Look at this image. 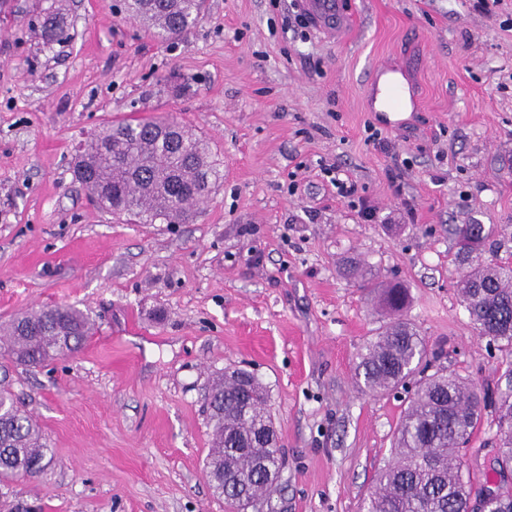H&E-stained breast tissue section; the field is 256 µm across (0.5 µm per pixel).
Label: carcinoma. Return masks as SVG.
I'll return each mask as SVG.
<instances>
[{"mask_svg":"<svg viewBox=\"0 0 512 512\" xmlns=\"http://www.w3.org/2000/svg\"><path fill=\"white\" fill-rule=\"evenodd\" d=\"M126 14L149 21L160 40L174 39L203 17L204 0H126ZM42 38L53 43L66 34L61 8L49 7L40 21ZM221 163L198 134L172 115L133 117L99 127L76 154L75 178L94 205L137 224H190L222 179ZM490 233L482 224L457 228L458 256L467 265L460 291L477 335L512 351V263H490L482 251ZM363 286L385 309L400 313L410 303L399 284ZM92 328L90 316L59 305L22 312L0 326L7 336L0 359L37 367L79 353ZM427 347L413 325L396 319L376 329L358 356L357 383L371 392L404 386L415 390L394 436L392 461L365 499V512H512V484L481 498L464 470L460 446L481 424L484 397L470 379L438 370L423 375ZM267 391L251 372L227 369L205 395L212 446L206 477L238 512L270 498L272 475L281 468ZM499 445L492 471L512 474V385L494 402ZM49 452L40 425L0 385V486L43 471Z\"/></svg>","mask_w":512,"mask_h":512,"instance_id":"carcinoma-1","label":"carcinoma"}]
</instances>
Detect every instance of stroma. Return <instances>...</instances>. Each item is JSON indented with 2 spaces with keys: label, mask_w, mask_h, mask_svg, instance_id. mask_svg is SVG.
<instances>
[{
  "label": "stroma",
  "mask_w": 512,
  "mask_h": 512,
  "mask_svg": "<svg viewBox=\"0 0 512 512\" xmlns=\"http://www.w3.org/2000/svg\"><path fill=\"white\" fill-rule=\"evenodd\" d=\"M51 3L0 5V324L71 305L95 327L76 356L13 372L50 452L8 501L230 512L203 462L204 394L232 367L267 388L285 459L252 512H361L406 400L355 380L390 316L346 260L409 289L431 368L491 392L512 369L470 322L453 234L484 225L485 259L512 261V0H341L351 26L333 38L298 25L295 0H206L166 44L123 0H66L70 37L48 45L33 19ZM387 64L417 88L399 127L368 105ZM158 112L223 163L192 224L127 223L73 177L99 125ZM497 448L488 410L461 451L476 482Z\"/></svg>",
  "instance_id": "35a3bbf8"
}]
</instances>
